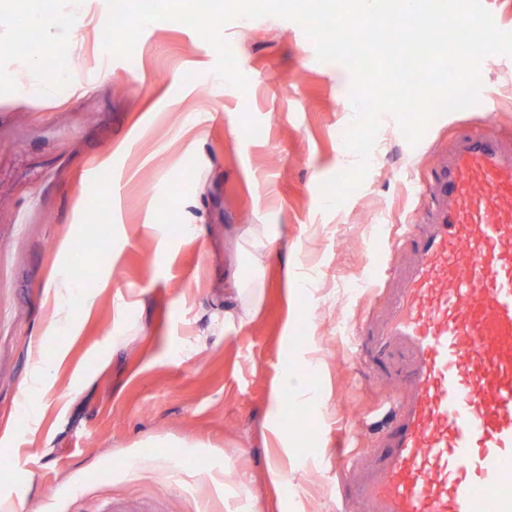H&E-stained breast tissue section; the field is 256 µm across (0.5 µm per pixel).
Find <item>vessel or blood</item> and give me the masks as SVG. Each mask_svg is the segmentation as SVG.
<instances>
[{"instance_id": "b4317fda", "label": "vessel or blood", "mask_w": 512, "mask_h": 512, "mask_svg": "<svg viewBox=\"0 0 512 512\" xmlns=\"http://www.w3.org/2000/svg\"><path fill=\"white\" fill-rule=\"evenodd\" d=\"M419 192L417 259L375 333L414 356L362 512H512V139L459 136Z\"/></svg>"}]
</instances>
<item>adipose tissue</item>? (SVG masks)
<instances>
[{
  "label": "adipose tissue",
  "mask_w": 512,
  "mask_h": 512,
  "mask_svg": "<svg viewBox=\"0 0 512 512\" xmlns=\"http://www.w3.org/2000/svg\"><path fill=\"white\" fill-rule=\"evenodd\" d=\"M0 13L22 15L26 27L40 31L42 43L51 48L63 39L78 35L89 13L78 9L71 13H45L42 0H0Z\"/></svg>",
  "instance_id": "1"
}]
</instances>
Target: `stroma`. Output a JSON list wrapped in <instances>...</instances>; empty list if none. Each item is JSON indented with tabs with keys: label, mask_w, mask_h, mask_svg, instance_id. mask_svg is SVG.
<instances>
[{
	"label": "stroma",
	"mask_w": 512,
	"mask_h": 512,
	"mask_svg": "<svg viewBox=\"0 0 512 512\" xmlns=\"http://www.w3.org/2000/svg\"><path fill=\"white\" fill-rule=\"evenodd\" d=\"M19 30L0 23V431L16 429L0 445V512H334L340 499L356 512L336 453L380 468L386 439L358 419L406 392L408 353L378 355L369 333L414 257L402 226L428 204L416 185L460 132L512 135V56L481 64L493 111L444 114L414 146L383 116L367 176L327 210L322 182L357 161L337 137L350 76L298 23L224 28L243 92L215 85V51L177 21L147 25L128 59L87 26L52 48L63 70L29 67ZM103 216L108 237H90ZM257 224L281 235L241 303L225 290L249 272L237 246ZM56 275L74 284L66 331L50 326ZM41 354L58 363L31 393ZM310 363L320 399L285 395L274 415L273 385Z\"/></svg>",
	"instance_id": "stroma-1"
}]
</instances>
